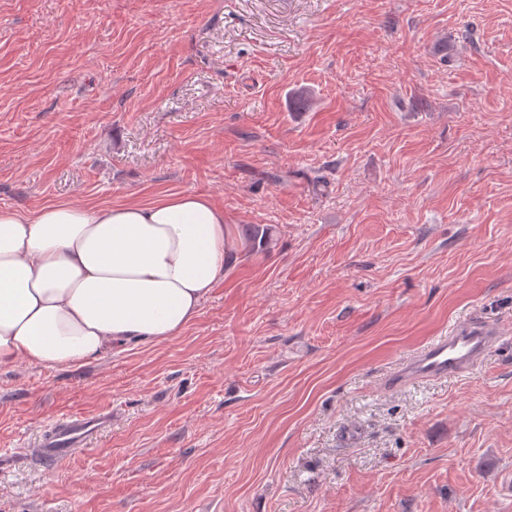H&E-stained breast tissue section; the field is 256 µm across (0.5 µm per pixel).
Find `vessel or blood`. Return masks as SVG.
Instances as JSON below:
<instances>
[{"label": "vessel or blood", "instance_id": "b4317fda", "mask_svg": "<svg viewBox=\"0 0 512 512\" xmlns=\"http://www.w3.org/2000/svg\"><path fill=\"white\" fill-rule=\"evenodd\" d=\"M502 338L498 323L474 318L451 328L447 335L433 339L405 361L393 377L394 384L424 379H445L474 370ZM108 414L67 416L43 434L37 453L54 462L65 459L109 422Z\"/></svg>", "mask_w": 512, "mask_h": 512}]
</instances>
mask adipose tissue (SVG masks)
Returning a JSON list of instances; mask_svg holds the SVG:
<instances>
[{
    "instance_id": "obj_1",
    "label": "adipose tissue",
    "mask_w": 512,
    "mask_h": 512,
    "mask_svg": "<svg viewBox=\"0 0 512 512\" xmlns=\"http://www.w3.org/2000/svg\"><path fill=\"white\" fill-rule=\"evenodd\" d=\"M205 194L0 208V366L53 368L180 333L232 261Z\"/></svg>"
}]
</instances>
